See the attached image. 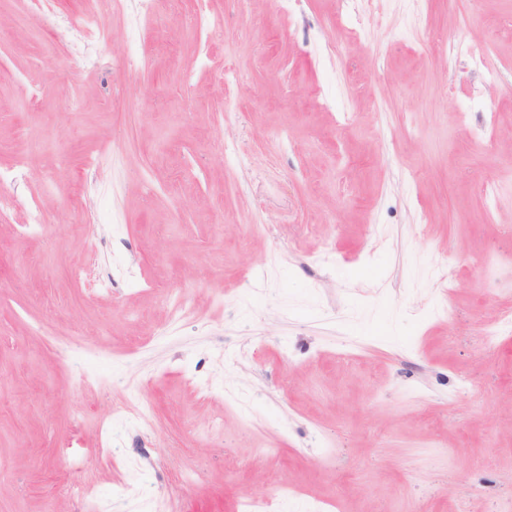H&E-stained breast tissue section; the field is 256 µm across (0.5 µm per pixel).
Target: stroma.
Masks as SVG:
<instances>
[{"label": "stroma", "mask_w": 512, "mask_h": 512, "mask_svg": "<svg viewBox=\"0 0 512 512\" xmlns=\"http://www.w3.org/2000/svg\"><path fill=\"white\" fill-rule=\"evenodd\" d=\"M78 5L0 0V512H512V0ZM126 0H83L82 12L75 17L73 23L75 30L82 32L87 38L104 39V32L98 26L102 13L107 7L112 9L121 5Z\"/></svg>", "instance_id": "obj_1"}]
</instances>
